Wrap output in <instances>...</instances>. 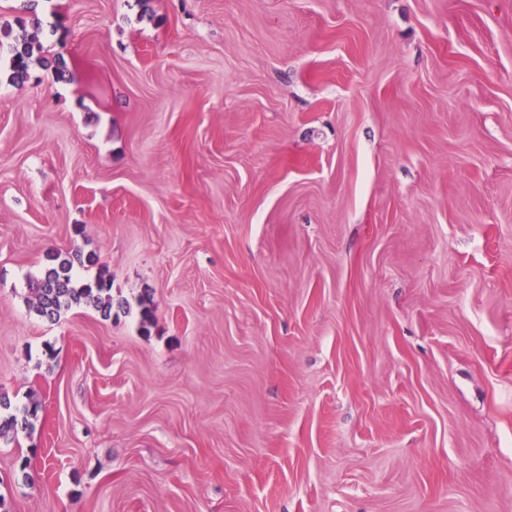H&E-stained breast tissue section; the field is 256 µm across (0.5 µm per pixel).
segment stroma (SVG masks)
<instances>
[{
	"instance_id": "stroma-1",
	"label": "stroma",
	"mask_w": 512,
	"mask_h": 512,
	"mask_svg": "<svg viewBox=\"0 0 512 512\" xmlns=\"http://www.w3.org/2000/svg\"><path fill=\"white\" fill-rule=\"evenodd\" d=\"M34 16L74 79L0 81L9 512H512V0ZM74 247L129 312H29ZM40 404L31 401L22 408L12 406L9 394L0 392V441L15 442L19 433H31L35 428Z\"/></svg>"
}]
</instances>
